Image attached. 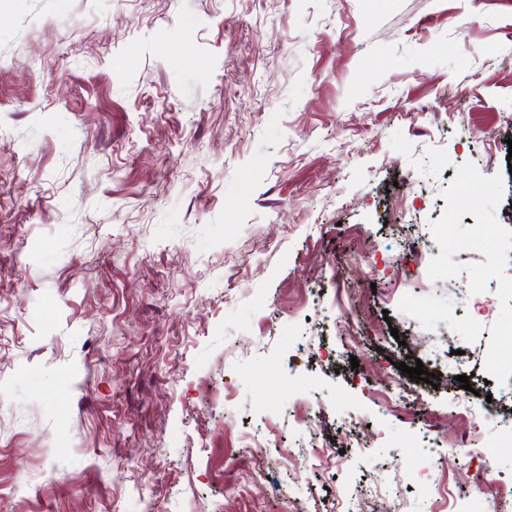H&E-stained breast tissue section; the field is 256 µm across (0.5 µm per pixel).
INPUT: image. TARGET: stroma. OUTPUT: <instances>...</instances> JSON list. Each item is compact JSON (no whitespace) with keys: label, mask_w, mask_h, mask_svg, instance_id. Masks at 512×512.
<instances>
[{"label":"stroma","mask_w":512,"mask_h":512,"mask_svg":"<svg viewBox=\"0 0 512 512\" xmlns=\"http://www.w3.org/2000/svg\"><path fill=\"white\" fill-rule=\"evenodd\" d=\"M511 153L512 0H0V512H512Z\"/></svg>","instance_id":"stroma-1"}]
</instances>
